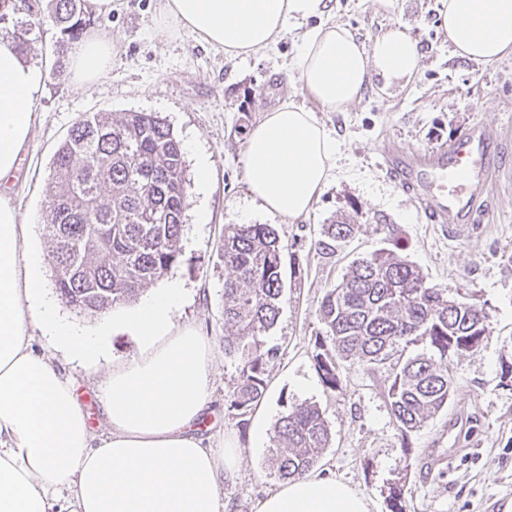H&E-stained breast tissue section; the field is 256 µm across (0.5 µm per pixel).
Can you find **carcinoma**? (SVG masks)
Wrapping results in <instances>:
<instances>
[{
	"label": "carcinoma",
	"instance_id": "carcinoma-1",
	"mask_svg": "<svg viewBox=\"0 0 512 512\" xmlns=\"http://www.w3.org/2000/svg\"><path fill=\"white\" fill-rule=\"evenodd\" d=\"M87 0H0V29L22 52L34 31L50 25L51 76L91 24ZM188 206L186 164L170 125L154 112L85 114L53 155L47 222L56 292L80 312L105 315L136 301L144 289L182 263L181 227ZM355 224H328V241H343ZM282 252L269 224H229L221 257L224 355L239 362L231 407L243 416L264 396L278 348L266 344L283 293ZM326 335L312 358L330 390L340 382L337 360L393 371L388 397L402 434L420 429L448 405L453 379L448 354L477 349L489 334L483 309L448 299L412 264L376 251L351 263L319 306ZM410 347L429 353L404 356ZM272 428L269 466L282 481L301 478L330 447L331 431L312 402H283Z\"/></svg>",
	"mask_w": 512,
	"mask_h": 512
}]
</instances>
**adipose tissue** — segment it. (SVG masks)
Returning <instances> with one entry per match:
<instances>
[{
  "label": "adipose tissue",
  "mask_w": 512,
  "mask_h": 512,
  "mask_svg": "<svg viewBox=\"0 0 512 512\" xmlns=\"http://www.w3.org/2000/svg\"><path fill=\"white\" fill-rule=\"evenodd\" d=\"M455 54L491 64L512 53V0H444ZM328 0H161L160 12L199 40L246 57L276 44L289 20L324 15ZM111 40L89 38L72 52L71 82L82 89L110 67ZM420 51L402 24L362 43L340 24L306 31L296 67L308 93L333 112L362 99L375 80L411 77ZM44 74L0 37V512H221L219 488L233 480L237 452L216 456L199 434L210 401L211 349L173 317L185 298L179 283L115 308L93 330L62 321L47 301L37 253H23L27 230L10 197L31 140L33 95ZM336 141L312 112L282 100L252 127L247 184L265 211L295 220L327 185ZM39 305L40 328L71 358L89 366L110 351L112 330L136 339L138 353L116 361L102 389L110 426L99 438L69 375L33 344L25 309ZM254 512H370L366 497L327 477L282 484Z\"/></svg>",
  "instance_id": "obj_1"
}]
</instances>
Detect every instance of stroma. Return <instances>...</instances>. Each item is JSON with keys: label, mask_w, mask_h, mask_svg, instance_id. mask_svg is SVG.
<instances>
[{"label": "stroma", "mask_w": 512, "mask_h": 512, "mask_svg": "<svg viewBox=\"0 0 512 512\" xmlns=\"http://www.w3.org/2000/svg\"><path fill=\"white\" fill-rule=\"evenodd\" d=\"M323 22L339 23L372 42L404 23L421 52L417 73L386 91L367 90L345 112H331L304 89L295 57L309 25L290 21L279 42L255 55L231 57L166 22L160 0H113L94 16L87 35L112 40L108 72L87 88L69 78L49 79L34 95L38 123L21 161L12 196L27 224L25 248L42 259L44 293L59 316L91 329L100 316L81 313L54 288L50 243L41 225L49 193V165L73 122L94 112H156L179 141L194 139L209 154L206 188L187 184L182 264L166 275L186 290L177 326L206 336L213 355L210 432L239 449V472L221 487L224 512H253L258 499L280 485L267 466L272 426L284 401L320 406L332 433L313 475L333 477L369 501L370 512H391L392 484L402 483L407 512H512V53L491 65L453 53L442 0H330ZM289 98L313 112L336 140V166L309 214L292 222L268 214L248 193V130L265 111ZM504 139L505 154L488 176L486 204L463 228L427 223L424 193L411 194L387 168L410 153L451 146L473 125ZM204 205L209 221L197 223ZM357 217L355 235L318 248L325 225ZM228 224H269L284 246V290L268 345L279 357L264 398L244 416L230 401L238 362L224 354V277L218 252ZM396 253L445 288L449 298L483 307L490 334L476 350L449 355L453 393L448 405L417 431L401 434L391 414L388 367L369 372L340 363V383L327 389L312 358L324 335L319 306L349 264L372 252ZM36 346L74 380L93 434L107 433L101 388L113 361L132 358L136 342L112 338L110 360L87 368L54 349L39 328V310L27 311Z\"/></svg>", "instance_id": "obj_1"}]
</instances>
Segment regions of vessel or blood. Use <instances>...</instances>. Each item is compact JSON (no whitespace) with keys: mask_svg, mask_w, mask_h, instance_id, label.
I'll list each match as a JSON object with an SVG mask.
<instances>
[{"mask_svg":"<svg viewBox=\"0 0 512 512\" xmlns=\"http://www.w3.org/2000/svg\"><path fill=\"white\" fill-rule=\"evenodd\" d=\"M496 162L495 139L476 127L450 149L408 157L400 166L405 180H422L432 222L444 223L472 213L483 197L488 174Z\"/></svg>","mask_w":512,"mask_h":512,"instance_id":"vessel-or-blood-1","label":"vessel or blood"}]
</instances>
